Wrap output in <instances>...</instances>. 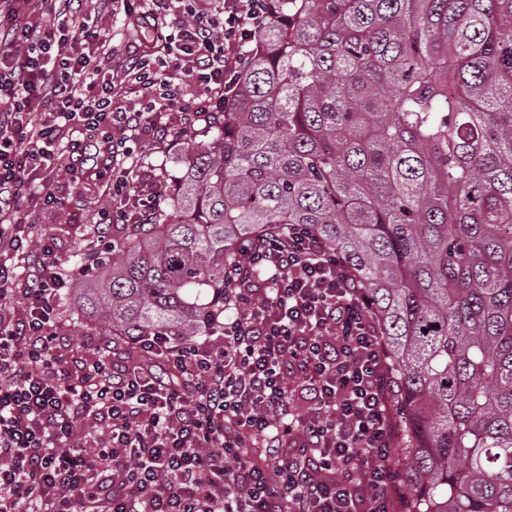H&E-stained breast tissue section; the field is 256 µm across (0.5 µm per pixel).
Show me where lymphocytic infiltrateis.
Returning a JSON list of instances; mask_svg holds the SVG:
<instances>
[{
	"instance_id": "f902f5d3",
	"label": "lymphocytic infiltrate",
	"mask_w": 512,
	"mask_h": 512,
	"mask_svg": "<svg viewBox=\"0 0 512 512\" xmlns=\"http://www.w3.org/2000/svg\"><path fill=\"white\" fill-rule=\"evenodd\" d=\"M80 0H0V512H400L397 378L378 320L344 258L292 225L239 246L224 319L210 338L104 340L62 355L59 299L77 269L34 240L19 204L59 206L36 182L60 154L81 173L89 139L119 203L103 224L153 219L134 193L138 146L179 141L223 111L269 0H106L108 14L162 31L102 74L113 48ZM188 67L202 92L182 108ZM139 109L116 102L126 83ZM86 139H65L71 127ZM160 361L133 367L128 347ZM188 74V67H183L169 72L168 76L176 83H181L184 89V103L187 104L189 109H193L199 106L201 97L195 83Z\"/></svg>"
}]
</instances>
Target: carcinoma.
Returning a JSON list of instances; mask_svg holds the SVG:
<instances>
[{"instance_id":"cac0c4a2","label":"carcinoma","mask_w":512,"mask_h":512,"mask_svg":"<svg viewBox=\"0 0 512 512\" xmlns=\"http://www.w3.org/2000/svg\"><path fill=\"white\" fill-rule=\"evenodd\" d=\"M276 3L211 138L77 291L111 336L189 343L240 241L310 228L381 324L404 512H512V0Z\"/></svg>"}]
</instances>
